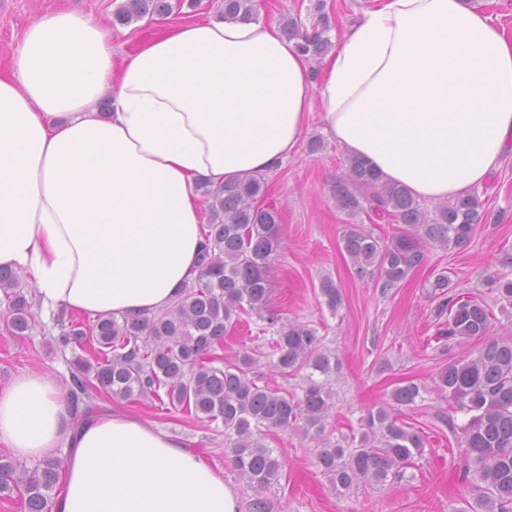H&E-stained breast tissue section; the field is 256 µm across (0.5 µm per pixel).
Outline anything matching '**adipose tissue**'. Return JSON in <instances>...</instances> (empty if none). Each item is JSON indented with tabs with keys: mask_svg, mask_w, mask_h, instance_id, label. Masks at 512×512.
<instances>
[{
	"mask_svg": "<svg viewBox=\"0 0 512 512\" xmlns=\"http://www.w3.org/2000/svg\"><path fill=\"white\" fill-rule=\"evenodd\" d=\"M315 117L384 181L454 199L512 147V37L465 0H371L315 69L273 21H189L119 56L90 19L44 15L0 75V267L47 308L153 316L200 276L199 184L272 174ZM0 440L66 449L50 512H239L184 443L121 411L76 421L45 372L0 387Z\"/></svg>",
	"mask_w": 512,
	"mask_h": 512,
	"instance_id": "1",
	"label": "adipose tissue"
}]
</instances>
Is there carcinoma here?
Returning a JSON list of instances; mask_svg holds the SVG:
<instances>
[{
	"label": "carcinoma",
	"mask_w": 512,
	"mask_h": 512,
	"mask_svg": "<svg viewBox=\"0 0 512 512\" xmlns=\"http://www.w3.org/2000/svg\"><path fill=\"white\" fill-rule=\"evenodd\" d=\"M174 6L170 0H124L113 13L112 24L165 16ZM258 6V0H224L219 18L251 21ZM316 8L322 28L311 33L295 18L283 21L288 37L308 58L332 48L328 16L322 13V3ZM346 167L333 190L337 207L350 215L391 217L405 226L388 238L373 235L362 224L346 225L343 234L353 265L361 272L370 267L378 270L384 290L425 265L428 246H466L482 220L483 201L475 191L430 212L406 188L383 182L362 161L349 158ZM200 189L209 222L204 225L206 245L197 286L184 289L171 307L150 318L99 317L87 327L75 323L60 336L64 346L90 344L95 353L93 362L77 358V372L71 376L69 403L75 420L81 422L97 412L94 398L99 392L118 400L159 399L164 388L173 407L224 423V446L231 450L232 464L258 491L278 481L284 467L283 458L264 442L267 432L299 423L304 434L321 440L317 466L336 494H346L361 480L384 485L402 478L425 448L421 432L398 417L399 407L420 397V386H400L392 392L391 402L369 409L365 432L349 449L322 438L332 407L329 382L338 361L321 345L313 328L297 321L281 325L275 313L264 317L266 326L260 328L263 333L269 329L276 333L271 341L274 368L282 374L307 371L300 398L258 385L249 377L254 359L246 353L215 366L221 358L211 352L239 315L259 313L265 307L270 261L280 240V214L275 205L265 203L262 176ZM490 281L497 285L501 299L512 304V279L495 273ZM16 287V273L0 268V289L10 308L6 323L21 336L29 328L30 312ZM431 288L439 298L437 316H447L440 338L450 344L485 338L474 356L448 364L438 376V388L448 393L452 409L444 424L465 460L460 480L471 485L480 512H512V341L490 336L491 310L475 296L453 292L449 276L438 275ZM321 294L330 309L338 308L339 289L331 279L322 280ZM457 413L464 416L460 425L455 423ZM61 475L57 458L28 469L0 456V494H17L24 512H49Z\"/></svg>",
	"instance_id": "obj_1"
}]
</instances>
